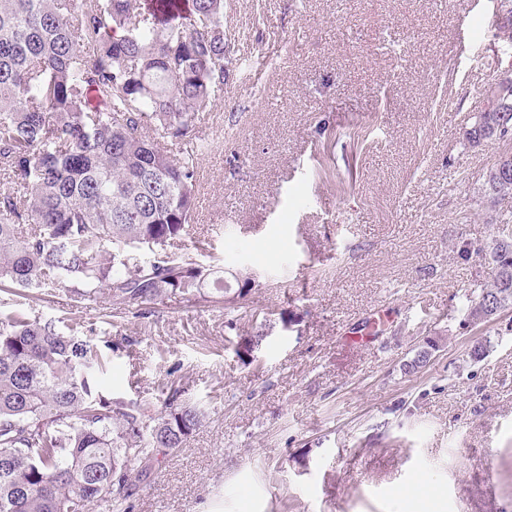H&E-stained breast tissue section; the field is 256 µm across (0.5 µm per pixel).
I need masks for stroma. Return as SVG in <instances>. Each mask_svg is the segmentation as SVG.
Returning a JSON list of instances; mask_svg holds the SVG:
<instances>
[{
    "label": "stroma",
    "mask_w": 512,
    "mask_h": 512,
    "mask_svg": "<svg viewBox=\"0 0 512 512\" xmlns=\"http://www.w3.org/2000/svg\"><path fill=\"white\" fill-rule=\"evenodd\" d=\"M496 7L224 0L230 92L201 126L183 245L260 286L237 321L210 285L198 307L84 312L99 391L158 408L172 388L206 412L121 510L93 512H512V308L453 314L502 237L482 195L512 140L463 141L512 71ZM375 313L368 344L346 340ZM257 332L242 362L231 341Z\"/></svg>",
    "instance_id": "1"
}]
</instances>
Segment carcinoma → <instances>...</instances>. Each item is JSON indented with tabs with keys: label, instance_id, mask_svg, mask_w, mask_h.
<instances>
[{
	"label": "carcinoma",
	"instance_id": "obj_1",
	"mask_svg": "<svg viewBox=\"0 0 512 512\" xmlns=\"http://www.w3.org/2000/svg\"><path fill=\"white\" fill-rule=\"evenodd\" d=\"M224 0H0V512L116 508L206 417L103 395L97 354L33 311L30 293L67 291L80 309L104 298L145 314L178 297L206 300L211 275L172 252L190 235L203 117L224 98ZM464 135L471 147L512 126V85L498 86ZM486 203L512 201V168L489 169ZM492 280L465 290L512 306V236Z\"/></svg>",
	"mask_w": 512,
	"mask_h": 512
}]
</instances>
